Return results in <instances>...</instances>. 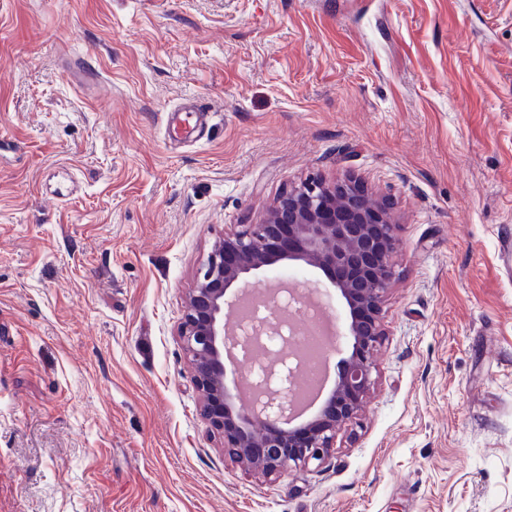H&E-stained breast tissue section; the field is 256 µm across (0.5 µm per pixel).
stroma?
I'll list each match as a JSON object with an SVG mask.
<instances>
[{"label":"stroma","instance_id":"1","mask_svg":"<svg viewBox=\"0 0 512 512\" xmlns=\"http://www.w3.org/2000/svg\"><path fill=\"white\" fill-rule=\"evenodd\" d=\"M309 178L400 246L362 413L267 481L177 330L214 241ZM506 224L512 0H0V512H512ZM257 278L317 289L336 372L322 272Z\"/></svg>","mask_w":512,"mask_h":512}]
</instances>
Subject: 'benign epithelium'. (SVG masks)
I'll return each instance as SVG.
<instances>
[{
	"mask_svg": "<svg viewBox=\"0 0 512 512\" xmlns=\"http://www.w3.org/2000/svg\"><path fill=\"white\" fill-rule=\"evenodd\" d=\"M398 247L396 224L385 205L368 199L350 180L307 179L291 186L259 223L226 230L214 241L186 296L179 336L191 357L201 414L231 459L273 479L320 462L335 448L337 431L362 411L375 384V352L385 335L383 304ZM288 262L331 273L349 309L351 352L333 388L305 420L290 395L293 340L285 337L281 346L268 349L279 365L253 385L245 405L230 391L224 365L235 364L239 348L254 341L245 325L224 331V308L253 292L258 272ZM264 300L284 310L298 296L274 289Z\"/></svg>",
	"mask_w": 512,
	"mask_h": 512,
	"instance_id": "7a95c632",
	"label": "benign epithelium"
}]
</instances>
